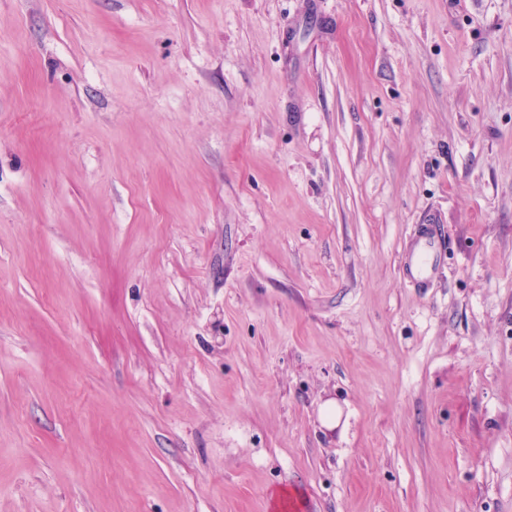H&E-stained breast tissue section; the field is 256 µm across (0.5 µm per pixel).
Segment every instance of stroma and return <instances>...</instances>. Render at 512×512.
<instances>
[{"label":"stroma","instance_id":"stroma-1","mask_svg":"<svg viewBox=\"0 0 512 512\" xmlns=\"http://www.w3.org/2000/svg\"><path fill=\"white\" fill-rule=\"evenodd\" d=\"M282 487L512 512V0H0V512Z\"/></svg>","mask_w":512,"mask_h":512}]
</instances>
